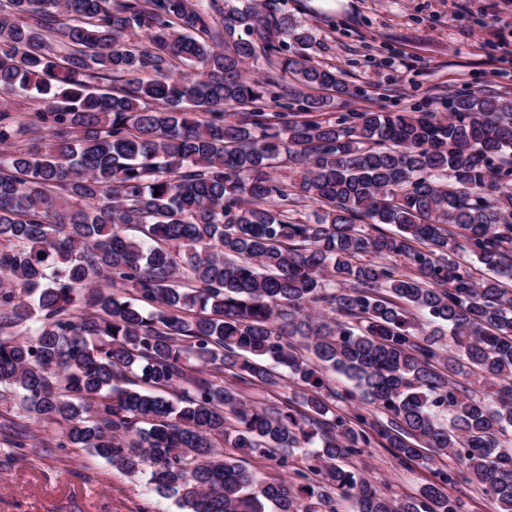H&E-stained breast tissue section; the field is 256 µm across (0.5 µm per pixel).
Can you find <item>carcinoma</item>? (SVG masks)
Masks as SVG:
<instances>
[{
  "label": "carcinoma",
  "instance_id": "carcinoma-1",
  "mask_svg": "<svg viewBox=\"0 0 512 512\" xmlns=\"http://www.w3.org/2000/svg\"><path fill=\"white\" fill-rule=\"evenodd\" d=\"M315 44L284 0H0V93L40 95L0 111V402L188 512H512V97L330 122ZM375 447L450 462L397 501L342 465ZM448 492L461 497L469 512H495V504L481 490L465 480H460L455 487L448 488Z\"/></svg>",
  "mask_w": 512,
  "mask_h": 512
}]
</instances>
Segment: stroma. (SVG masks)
Instances as JSON below:
<instances>
[{
	"label": "stroma",
	"mask_w": 512,
	"mask_h": 512,
	"mask_svg": "<svg viewBox=\"0 0 512 512\" xmlns=\"http://www.w3.org/2000/svg\"><path fill=\"white\" fill-rule=\"evenodd\" d=\"M313 26L314 65L332 68L354 94L335 99L328 118L366 109L444 112L449 98L490 91L512 96V0H288ZM24 456L0 458V512H182L105 459L52 448L54 428L23 419ZM354 466L379 489L405 498L432 480L430 470L396 467L371 448Z\"/></svg>",
	"instance_id": "35a3bbf8"
}]
</instances>
